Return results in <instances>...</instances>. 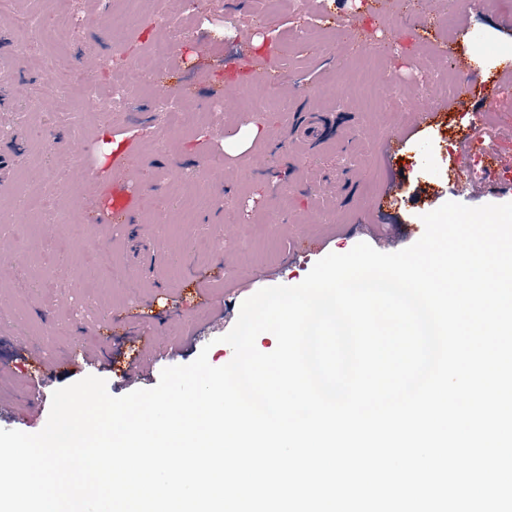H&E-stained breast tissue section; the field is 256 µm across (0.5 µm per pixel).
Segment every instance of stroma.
Masks as SVG:
<instances>
[{"label": "stroma", "mask_w": 512, "mask_h": 512, "mask_svg": "<svg viewBox=\"0 0 512 512\" xmlns=\"http://www.w3.org/2000/svg\"><path fill=\"white\" fill-rule=\"evenodd\" d=\"M44 2L14 0L0 17V91L14 99L12 111L0 112V148L13 153L0 213L14 242L0 255V403L10 409L2 428L39 432L53 392L90 375L105 379L112 396L128 394L119 371L133 362L144 389L203 350L211 365H225L233 350L221 338L261 287L299 284L318 260L360 242L386 253L412 245L424 232L422 215L470 178L454 155L473 116L482 147L498 159L466 203L512 201L503 180L512 173V91L494 87L502 62H512V13L496 0H420L411 12L397 0H304L299 11L277 0H168L165 15L132 22L117 38L98 16L105 7L123 15L121 0H55L77 21L64 51L79 69L104 87L117 77L143 84L128 110L90 118L78 134L66 121L82 105L78 90L35 62L53 48L33 44L17 21ZM165 25L184 36L177 59L159 68L148 45ZM314 28L330 38L297 41ZM284 40L290 50L271 58L267 74L287 111H245L248 85L225 84V66L261 67L267 47ZM436 53L452 68L471 62L453 82L468 87L473 112L441 108L428 66ZM389 82L406 106L435 109L434 122L414 129L387 112L370 91ZM165 93L184 103L173 126L150 109ZM217 103L212 127L200 126L198 109ZM309 108L327 121V141L312 151L294 130ZM229 136L240 149L225 148ZM398 137L405 146L386 154L385 141ZM122 175L133 177L139 207L120 214L95 204ZM46 183L58 197L50 215L23 196ZM200 188L209 204L195 223H180L179 201ZM156 291L158 303L148 306ZM140 335L155 344L141 347ZM82 346L105 359L86 365ZM33 350L46 370L32 366Z\"/></svg>", "instance_id": "obj_1"}]
</instances>
